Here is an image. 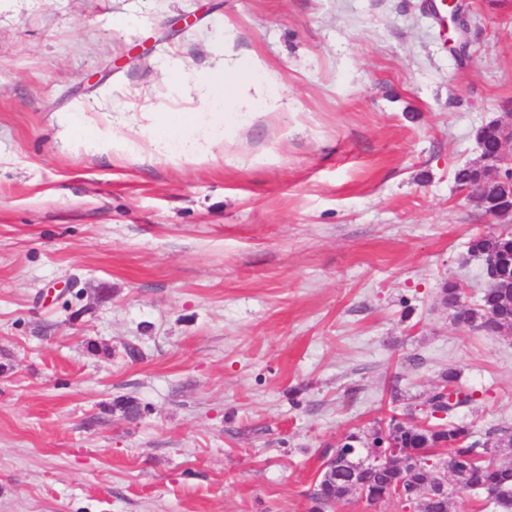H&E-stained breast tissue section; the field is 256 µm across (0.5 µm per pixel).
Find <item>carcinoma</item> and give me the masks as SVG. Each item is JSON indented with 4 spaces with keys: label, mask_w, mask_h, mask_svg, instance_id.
<instances>
[{
    "label": "carcinoma",
    "mask_w": 512,
    "mask_h": 512,
    "mask_svg": "<svg viewBox=\"0 0 512 512\" xmlns=\"http://www.w3.org/2000/svg\"><path fill=\"white\" fill-rule=\"evenodd\" d=\"M475 138L481 144L479 161L455 172V181L463 186L484 182L499 158L492 126L478 128ZM470 247L494 262L503 279L483 289L475 308L460 305V285L450 280L441 288L442 303L458 325L489 335L512 330V232L477 234ZM458 381L456 371L444 372L442 383L421 404V417L402 418L392 410L367 439L352 433L333 452H324L326 459L336 456V468L317 481L309 512H327L353 495L377 509L396 500L415 512H450L452 495L440 493L446 486L474 491L486 506L512 512V456L477 438L473 426L457 417L459 407L475 401V393L461 391ZM387 437L402 448H420L422 454L408 465H375L370 457Z\"/></svg>",
    "instance_id": "1"
}]
</instances>
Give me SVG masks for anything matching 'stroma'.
I'll return each mask as SVG.
<instances>
[{
  "label": "stroma",
  "instance_id": "stroma-1",
  "mask_svg": "<svg viewBox=\"0 0 512 512\" xmlns=\"http://www.w3.org/2000/svg\"><path fill=\"white\" fill-rule=\"evenodd\" d=\"M459 2L463 50L430 0H0V512H309L451 368L512 428V334L440 301L479 300L455 172L512 115V0ZM173 105L223 113L212 161L151 156Z\"/></svg>",
  "mask_w": 512,
  "mask_h": 512
}]
</instances>
